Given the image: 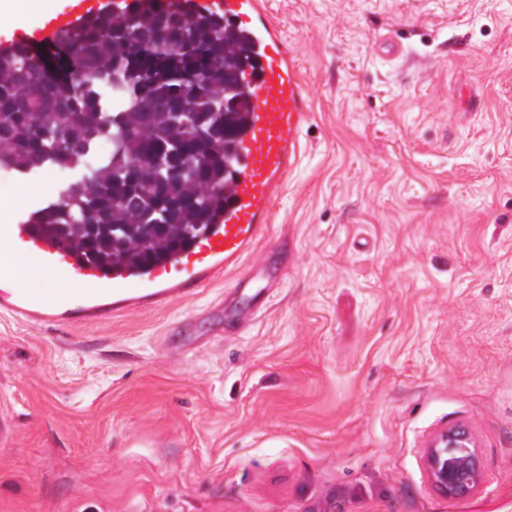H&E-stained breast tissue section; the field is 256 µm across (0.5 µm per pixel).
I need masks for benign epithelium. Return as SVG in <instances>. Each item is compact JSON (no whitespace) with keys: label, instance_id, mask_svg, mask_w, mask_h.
Here are the masks:
<instances>
[{"label":"benign epithelium","instance_id":"obj_1","mask_svg":"<svg viewBox=\"0 0 512 512\" xmlns=\"http://www.w3.org/2000/svg\"><path fill=\"white\" fill-rule=\"evenodd\" d=\"M432 483L452 496L467 494L479 480L478 454L468 434L452 429L437 436L427 459Z\"/></svg>","mask_w":512,"mask_h":512}]
</instances>
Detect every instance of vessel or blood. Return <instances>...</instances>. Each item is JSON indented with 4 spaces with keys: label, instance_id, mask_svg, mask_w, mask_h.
Wrapping results in <instances>:
<instances>
[{
    "label": "vessel or blood",
    "instance_id": "vessel-or-blood-1",
    "mask_svg": "<svg viewBox=\"0 0 512 512\" xmlns=\"http://www.w3.org/2000/svg\"><path fill=\"white\" fill-rule=\"evenodd\" d=\"M116 13L164 11L179 6L190 14H222L246 48L240 84L247 99L243 131L232 147L233 174L225 189L223 213L192 246L170 261L148 268L105 270L87 264L79 251L63 247L27 214H12L0 225V239L15 253L54 273L62 281L80 280L76 306L21 293L9 268L0 269V311L34 322L91 321L110 315L113 307L160 302L187 287L211 279L219 269L237 271L238 287L250 289V309L230 319V327L247 323L261 309L278 280L257 249L267 247L269 217L288 174L298 165L300 137L313 110L301 65L288 46L267 0H111ZM102 0H65L29 34L0 30V45L23 42L40 49L47 37L77 17L97 11Z\"/></svg>",
    "mask_w": 512,
    "mask_h": 512
}]
</instances>
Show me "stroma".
<instances>
[{
  "label": "stroma",
  "instance_id": "obj_1",
  "mask_svg": "<svg viewBox=\"0 0 512 512\" xmlns=\"http://www.w3.org/2000/svg\"><path fill=\"white\" fill-rule=\"evenodd\" d=\"M312 117L281 280L0 316V512H512V0H271ZM461 427L480 478L441 494ZM432 483L444 494H467L479 480L478 454L468 434L452 429L437 436L427 459Z\"/></svg>",
  "mask_w": 512,
  "mask_h": 512
}]
</instances>
